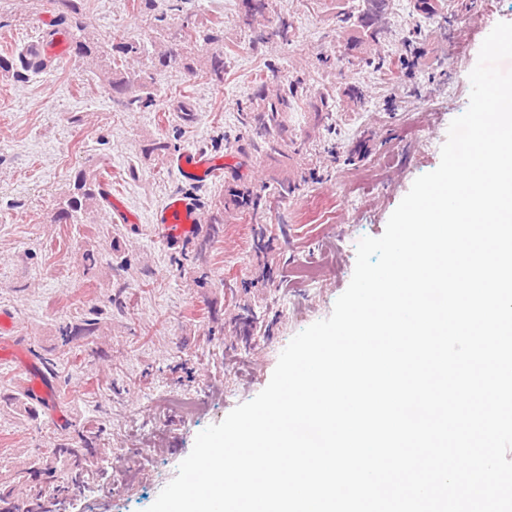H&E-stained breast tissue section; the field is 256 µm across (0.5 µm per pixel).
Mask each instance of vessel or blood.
<instances>
[{
    "mask_svg": "<svg viewBox=\"0 0 512 512\" xmlns=\"http://www.w3.org/2000/svg\"><path fill=\"white\" fill-rule=\"evenodd\" d=\"M67 38L56 34L51 40H39L29 44L26 49L31 59H59L66 55ZM171 168L182 180L203 184L217 175L220 162L205 150L188 149L173 156ZM203 206L200 201L181 194L171 195L164 205L154 213L151 222L155 238L163 246L176 248L183 246L197 236L201 230ZM17 327V321L11 312L0 310V358L14 357L15 342L11 337ZM29 377L27 388L35 400L44 406H51L57 400L56 388L48 375L36 366L26 368Z\"/></svg>",
    "mask_w": 512,
    "mask_h": 512,
    "instance_id": "b4317fda",
    "label": "vessel or blood"
}]
</instances>
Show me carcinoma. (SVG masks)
Segmentation results:
<instances>
[{
	"label": "carcinoma",
	"instance_id": "1",
	"mask_svg": "<svg viewBox=\"0 0 512 512\" xmlns=\"http://www.w3.org/2000/svg\"><path fill=\"white\" fill-rule=\"evenodd\" d=\"M64 10L58 16L57 25L67 31L72 39V47L76 56L95 61L112 93L117 95L116 103L127 112H136L153 106L154 95L152 82L143 81L139 84L128 77L124 63L130 58H139L142 54L140 42L126 39L119 34L112 35L116 44L112 45L115 54L101 50L100 41L84 33V26L79 17L77 0H60ZM391 0H360L356 21L355 34L348 37L349 49H358L363 43L378 38L382 23L389 11ZM211 27L203 21H193L186 24L179 33V38L190 39L203 35L209 36ZM32 70L26 61L17 65L11 58L0 57V73L12 74L18 77L22 72ZM303 97L300 83H289L281 91L269 96L259 94L256 105L250 108L254 115L246 116V123L252 126L253 135L259 139L263 148L271 153H282V135L286 131L288 113L298 107L299 99ZM100 181L97 174L81 170L75 177L73 189L65 200L60 203L58 221L66 224H92V207L99 196ZM68 466V471L76 476H82L84 466L82 460L71 448L57 443L47 449L42 464L45 470L52 472L57 464Z\"/></svg>",
	"mask_w": 512,
	"mask_h": 512
}]
</instances>
